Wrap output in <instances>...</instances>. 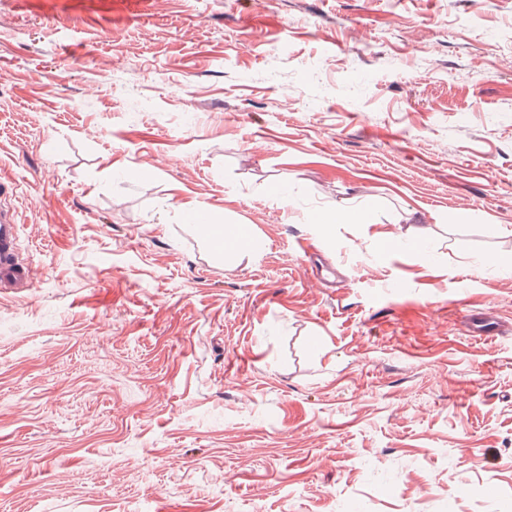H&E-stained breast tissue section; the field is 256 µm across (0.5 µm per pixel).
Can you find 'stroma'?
I'll use <instances>...</instances> for the list:
<instances>
[{
  "label": "stroma",
  "mask_w": 512,
  "mask_h": 512,
  "mask_svg": "<svg viewBox=\"0 0 512 512\" xmlns=\"http://www.w3.org/2000/svg\"><path fill=\"white\" fill-rule=\"evenodd\" d=\"M1 17L0 512H512V0ZM18 226L15 224L14 211L8 205L3 203L0 198V282L8 284L17 273V269L21 270V274L32 283L34 279V271L31 267L20 266L15 260L16 238ZM240 225L242 224L213 225L215 232L219 235L212 237L215 249L237 254H250L256 251L260 247V243L252 232L246 237H239L234 233Z\"/></svg>",
  "instance_id": "1"
}]
</instances>
